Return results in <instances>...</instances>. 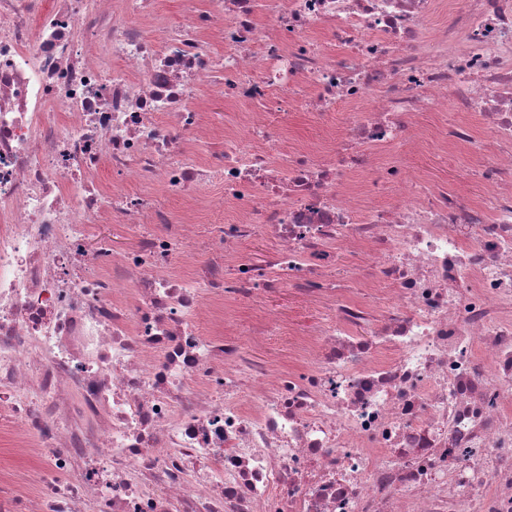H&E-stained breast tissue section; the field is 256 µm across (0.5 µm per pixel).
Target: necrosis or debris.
Here are the masks:
<instances>
[{"label": "necrosis or debris", "instance_id": "obj_1", "mask_svg": "<svg viewBox=\"0 0 512 512\" xmlns=\"http://www.w3.org/2000/svg\"><path fill=\"white\" fill-rule=\"evenodd\" d=\"M156 4L0 0V512H512V0ZM410 162L435 173L441 179L447 180L448 185L459 182L466 172L475 169L480 161V155L473 148H451L448 155L437 149L421 150L408 156ZM263 305L277 309L286 321L304 330L314 327L323 316V312L318 309L298 305L288 293L272 296Z\"/></svg>", "mask_w": 512, "mask_h": 512}]
</instances>
